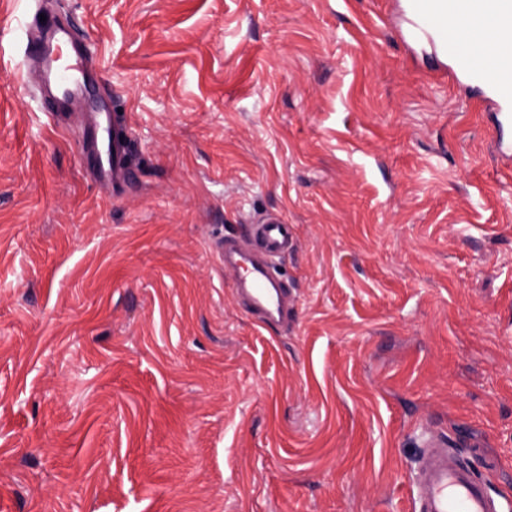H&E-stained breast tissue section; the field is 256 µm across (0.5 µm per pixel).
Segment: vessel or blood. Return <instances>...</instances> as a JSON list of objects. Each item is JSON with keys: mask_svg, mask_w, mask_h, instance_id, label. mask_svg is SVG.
I'll return each instance as SVG.
<instances>
[{"mask_svg": "<svg viewBox=\"0 0 512 512\" xmlns=\"http://www.w3.org/2000/svg\"><path fill=\"white\" fill-rule=\"evenodd\" d=\"M448 20L440 29L436 18ZM414 36L448 60V77L474 92L493 114L498 128H512V0H421L413 23ZM25 59L37 65L32 86L36 98H47L46 115L55 126H67L83 113V168L105 188H119L129 179L130 141L107 112L84 106L94 89L111 93L101 78L98 56L90 52L78 27L52 20L26 35ZM254 248L242 256L233 242L216 240L220 263L237 268L236 290L243 310L264 326L291 320L288 291L274 276L272 261L292 239L290 224L270 216L250 225ZM423 453L411 473L413 512H505L512 494L496 490L491 474L476 472L450 444L446 435L428 429Z\"/></svg>", "mask_w": 512, "mask_h": 512, "instance_id": "b4317fda", "label": "vessel or blood"}]
</instances>
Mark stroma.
<instances>
[{
    "mask_svg": "<svg viewBox=\"0 0 512 512\" xmlns=\"http://www.w3.org/2000/svg\"><path fill=\"white\" fill-rule=\"evenodd\" d=\"M81 27L118 195L0 69V507L412 512L420 434L512 493V174L399 0H9ZM270 215L294 321L211 251Z\"/></svg>",
    "mask_w": 512,
    "mask_h": 512,
    "instance_id": "35a3bbf8",
    "label": "stroma"
}]
</instances>
